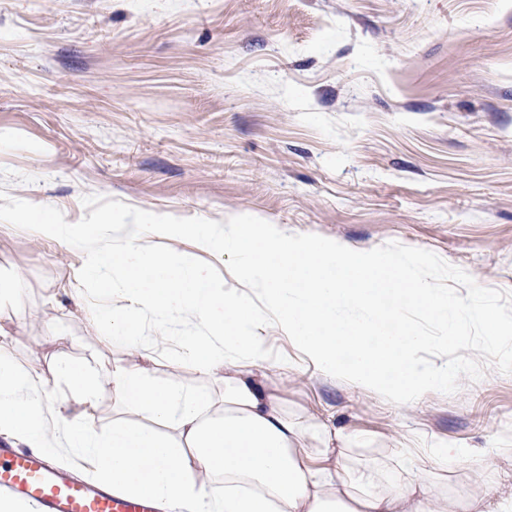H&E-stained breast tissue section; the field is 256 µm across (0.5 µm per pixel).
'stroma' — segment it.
<instances>
[{
	"label": "stroma",
	"instance_id": "35a3bbf8",
	"mask_svg": "<svg viewBox=\"0 0 512 512\" xmlns=\"http://www.w3.org/2000/svg\"><path fill=\"white\" fill-rule=\"evenodd\" d=\"M33 206L179 224H283L357 249L444 260L449 296L512 315V0H0V222ZM82 256L0 234L24 276L0 304V343L45 370L122 359L62 311L93 292ZM448 391L401 404L298 362L272 334L268 374L294 411L372 441L364 461L419 442L476 448L478 471L428 469L448 512L512 483V369L485 325ZM292 363L281 374L279 363Z\"/></svg>",
	"mask_w": 512,
	"mask_h": 512
}]
</instances>
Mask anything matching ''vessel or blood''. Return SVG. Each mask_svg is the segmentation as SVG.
I'll list each match as a JSON object with an SVG mask.
<instances>
[{"instance_id":"obj_1","label":"vessel or blood","mask_w":512,"mask_h":512,"mask_svg":"<svg viewBox=\"0 0 512 512\" xmlns=\"http://www.w3.org/2000/svg\"><path fill=\"white\" fill-rule=\"evenodd\" d=\"M0 490L36 503L41 512H158L153 496H128L80 482L48 467L35 453L0 442Z\"/></svg>"}]
</instances>
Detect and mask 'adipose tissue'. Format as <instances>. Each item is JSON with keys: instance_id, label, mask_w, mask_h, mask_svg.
Wrapping results in <instances>:
<instances>
[{"instance_id": "1", "label": "adipose tissue", "mask_w": 512, "mask_h": 512, "mask_svg": "<svg viewBox=\"0 0 512 512\" xmlns=\"http://www.w3.org/2000/svg\"><path fill=\"white\" fill-rule=\"evenodd\" d=\"M19 224L84 255L102 283L95 311L80 290L72 310L88 331L133 363L90 371L66 358L41 371L18 365L0 344V436L39 450L130 496L149 494L180 512H448L421 468L408 460L360 466L362 436L289 410L267 370L268 330L286 335L302 363L327 380L408 403L448 389L458 363L433 361L432 337L391 299L393 324L377 300L398 288L457 345L460 326L487 307L449 297L447 269L411 273L409 258L288 233L279 224H176L121 217V247L99 224H59L23 208ZM192 239L224 254L226 278L159 249ZM208 379L200 388L160 380L157 346ZM112 385V422L96 416L100 383ZM69 396L59 400L60 387Z\"/></svg>"}]
</instances>
